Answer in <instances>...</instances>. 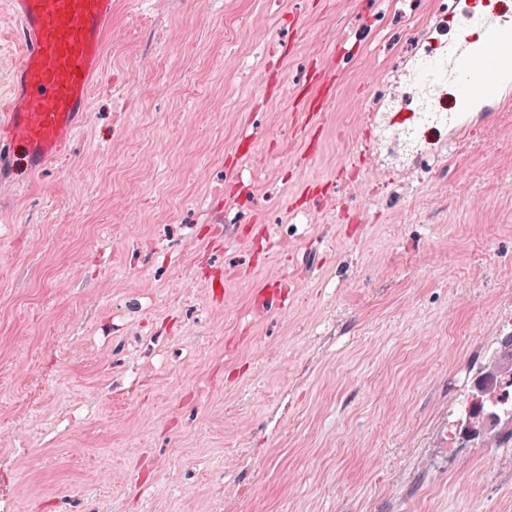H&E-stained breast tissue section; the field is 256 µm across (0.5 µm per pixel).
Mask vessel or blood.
Returning a JSON list of instances; mask_svg holds the SVG:
<instances>
[{
    "label": "vessel or blood",
    "instance_id": "b4317fda",
    "mask_svg": "<svg viewBox=\"0 0 512 512\" xmlns=\"http://www.w3.org/2000/svg\"><path fill=\"white\" fill-rule=\"evenodd\" d=\"M113 0H10L22 59L9 93L0 99V181L41 170L76 134L90 103L91 82L112 27ZM419 80L452 81L456 98L444 118L449 140L465 141L474 126L512 106V17L486 11L480 34L469 21L457 25L447 47L414 65ZM370 133L361 152L382 134L406 160L429 153L426 137L410 140L423 126L420 112L370 111Z\"/></svg>",
    "mask_w": 512,
    "mask_h": 512
}]
</instances>
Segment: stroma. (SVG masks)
<instances>
[{"mask_svg": "<svg viewBox=\"0 0 512 512\" xmlns=\"http://www.w3.org/2000/svg\"><path fill=\"white\" fill-rule=\"evenodd\" d=\"M436 9L113 0L79 133L0 184V505L512 512V446L461 431L512 335V108L420 166L367 155L373 195L336 180ZM16 29L0 0V97ZM336 84V75L335 74H327L323 78V86L327 89V94L318 99L317 102L314 103L315 99H312L310 102V108L312 107L313 112H308L307 116L310 117L309 122L304 127L303 132H308V136H314L319 131L322 121L326 113L323 112L322 104L327 100V96L329 92L335 87ZM319 108L315 112L316 107Z\"/></svg>", "mask_w": 512, "mask_h": 512, "instance_id": "obj_1", "label": "stroma"}]
</instances>
